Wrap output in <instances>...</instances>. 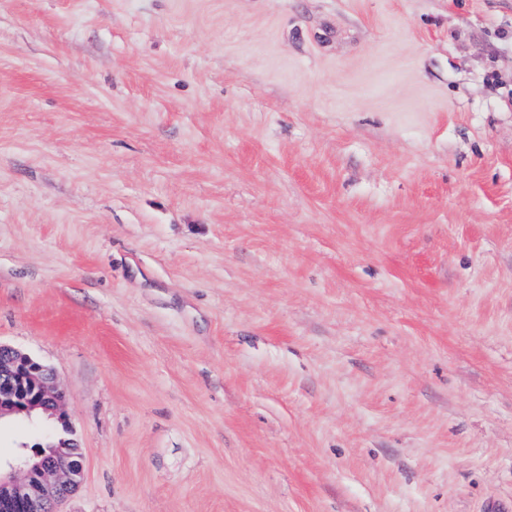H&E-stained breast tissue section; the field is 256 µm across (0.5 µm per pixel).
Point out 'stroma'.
Here are the masks:
<instances>
[{
  "label": "stroma",
  "instance_id": "obj_1",
  "mask_svg": "<svg viewBox=\"0 0 512 512\" xmlns=\"http://www.w3.org/2000/svg\"><path fill=\"white\" fill-rule=\"evenodd\" d=\"M0 342L62 512H512V0H0ZM53 371L0 342V418L42 412L60 425L57 446L40 449L34 458H24L7 472L0 466L1 512H60L57 506L68 498L83 479L79 448L69 417L64 410L63 392L54 384Z\"/></svg>",
  "mask_w": 512,
  "mask_h": 512
}]
</instances>
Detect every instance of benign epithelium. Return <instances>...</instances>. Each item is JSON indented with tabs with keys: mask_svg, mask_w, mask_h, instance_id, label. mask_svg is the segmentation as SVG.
<instances>
[{
	"mask_svg": "<svg viewBox=\"0 0 512 512\" xmlns=\"http://www.w3.org/2000/svg\"><path fill=\"white\" fill-rule=\"evenodd\" d=\"M54 379L49 367L0 343V417L42 412L60 425L56 445L0 470V512H58L83 479L80 455H68L78 444Z\"/></svg>",
	"mask_w": 512,
	"mask_h": 512,
	"instance_id": "1",
	"label": "benign epithelium"
}]
</instances>
